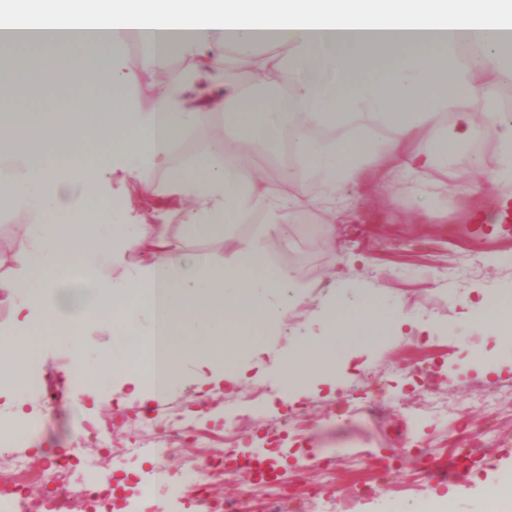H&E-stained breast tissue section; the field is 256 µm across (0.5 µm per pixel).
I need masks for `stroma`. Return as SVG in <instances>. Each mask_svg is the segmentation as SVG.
Masks as SVG:
<instances>
[{"instance_id": "obj_1", "label": "stroma", "mask_w": 512, "mask_h": 512, "mask_svg": "<svg viewBox=\"0 0 512 512\" xmlns=\"http://www.w3.org/2000/svg\"><path fill=\"white\" fill-rule=\"evenodd\" d=\"M490 154V142H481L477 154L460 155L453 173L434 171L418 182L405 180L389 158H382L390 192L371 183L339 191L338 203L352 211L351 220L316 236L292 224L284 235L266 240L272 264L287 266L296 281L306 284L303 309L289 328L277 322L265 327L261 362L238 358L247 372L236 384L203 379L199 366L211 349L208 337H197L195 347L184 352L167 393L149 409L160 423L171 412L183 416L190 430L183 457L201 459L210 448H223L224 419L230 416L247 436L242 454L259 457L289 477L306 459L309 480L318 483L319 465L334 459L336 485L343 489L369 478L380 461L394 463L392 491L354 500L353 512H432L436 497L444 493L448 512H490L494 501L508 502L507 512H512L511 406L496 413L508 445L467 465L468 489L449 491L409 463L423 453L447 460L458 433V421L441 416L408 422L407 407L420 393L437 388L449 402L467 404V421L474 426L487 414L479 402L481 389L512 388V337L493 332L484 316L473 313L497 294L512 293V241L490 250L468 239L471 217L496 201L485 172ZM30 222L22 209L0 218V238L6 243L0 274L13 272ZM341 296L364 298L365 307L335 335L322 310ZM329 336L336 358L314 371L306 394L291 398L284 373L289 351L314 358ZM150 339L145 318L131 332L87 320L73 337L52 330L34 337L23 350L28 361L45 370L92 372L96 398H70L49 412L38 408L28 391L14 388L0 397V426H12V401L24 400L34 410L33 432L19 452L50 461L54 449H72L82 478L106 483L117 474L140 476V483L124 492L133 512H193L177 493L161 491L153 481L156 466L144 463L152 450L139 433L138 423L149 411L142 394L113 390L115 381L141 374L149 362ZM358 368L386 375V412L369 410L374 393L357 388L353 372ZM259 384L277 390L275 406L287 421L274 435L260 426L248 399ZM90 420L102 424V441L82 439V426ZM302 420L312 428L298 441L289 428Z\"/></svg>"}]
</instances>
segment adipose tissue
Wrapping results in <instances>:
<instances>
[{
  "mask_svg": "<svg viewBox=\"0 0 512 512\" xmlns=\"http://www.w3.org/2000/svg\"><path fill=\"white\" fill-rule=\"evenodd\" d=\"M490 28H512V0H0V31L18 34L12 62L0 65V101L37 87L44 96L34 116L0 110V159L16 160L0 169V210L33 217L17 272L0 276V305L22 330L0 342V359L38 329L71 331L59 311L60 280L73 266L93 290L79 314L127 327L163 316L168 361L195 326L255 356L257 323L300 302L299 283L271 268L263 241L281 235L286 211L335 223L336 192L366 183L384 154L417 181L487 137L491 184L512 197V121L495 94L500 53L512 45L466 39ZM143 31L163 38L148 60L131 61L132 36ZM267 32L289 45V59L257 52ZM175 56L186 63L168 70ZM256 76L284 93L251 94ZM444 112L451 124L441 123ZM218 116L256 154L291 137L298 170L283 181L293 195L207 138ZM421 135L424 147L412 148ZM190 136L196 156L176 160ZM146 170L163 174L142 186L147 217L120 229L106 209L96 228L81 222L102 183ZM257 214L266 223L236 240L228 261L170 263V220L220 238Z\"/></svg>",
  "mask_w": 512,
  "mask_h": 512,
  "instance_id": "obj_1",
  "label": "adipose tissue"
}]
</instances>
